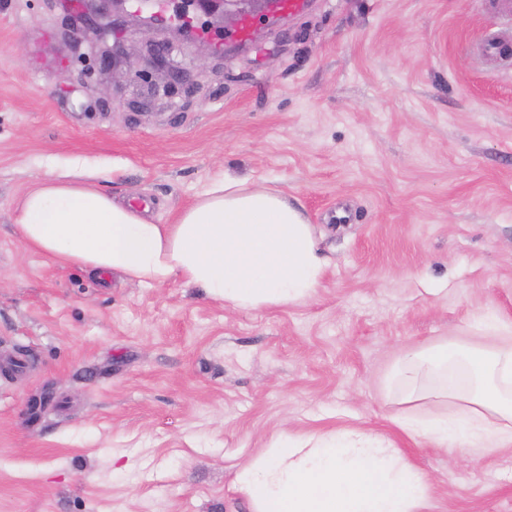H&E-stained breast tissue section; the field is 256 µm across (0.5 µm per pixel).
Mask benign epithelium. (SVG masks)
Listing matches in <instances>:
<instances>
[{
    "label": "benign epithelium",
    "mask_w": 512,
    "mask_h": 512,
    "mask_svg": "<svg viewBox=\"0 0 512 512\" xmlns=\"http://www.w3.org/2000/svg\"><path fill=\"white\" fill-rule=\"evenodd\" d=\"M77 4V19L83 22L84 40L92 44L99 55L103 69L112 71L117 61L112 46L107 42L108 33L112 32V17L125 12L129 0H73ZM276 0H180L177 16L185 18L194 14L207 19L209 25L218 33L239 24L247 16L259 18L268 16ZM141 26L147 35L146 49L153 68L160 75V80L150 83L145 92V99H155L161 95H171V87L186 81L190 71L176 67L172 63V54L178 45L168 37L173 31L187 36L190 29L186 26L173 28L168 25V18L161 11H153L147 17H139Z\"/></svg>",
    "instance_id": "7a95c632"
}]
</instances>
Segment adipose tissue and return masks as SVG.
I'll list each match as a JSON object with an SVG mask.
<instances>
[{
	"instance_id": "ef3b65f1",
	"label": "adipose tissue",
	"mask_w": 512,
	"mask_h": 512,
	"mask_svg": "<svg viewBox=\"0 0 512 512\" xmlns=\"http://www.w3.org/2000/svg\"><path fill=\"white\" fill-rule=\"evenodd\" d=\"M16 223L27 247L58 263L141 284L178 280L234 309L309 298L327 265L301 204L239 180L211 183L175 223L158 224L148 210L58 179L25 196ZM393 382L404 402L436 412L394 415L406 437L464 453L512 447L511 343L412 349ZM448 398L462 402V414H439ZM234 486L253 512H429L423 472L394 440L358 428L279 437L237 470Z\"/></svg>"
}]
</instances>
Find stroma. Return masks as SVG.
<instances>
[{"label":"stroma","mask_w":512,"mask_h":512,"mask_svg":"<svg viewBox=\"0 0 512 512\" xmlns=\"http://www.w3.org/2000/svg\"><path fill=\"white\" fill-rule=\"evenodd\" d=\"M128 0L115 75L60 0H0V512H251L236 471L278 434L395 440L429 512H512V447L400 436L402 352L512 323V0H309L247 40L193 21L156 80ZM67 174L174 223L213 180L298 200L328 260L306 301L234 310L28 249L17 208ZM40 398L31 409L32 398Z\"/></svg>","instance_id":"1"}]
</instances>
